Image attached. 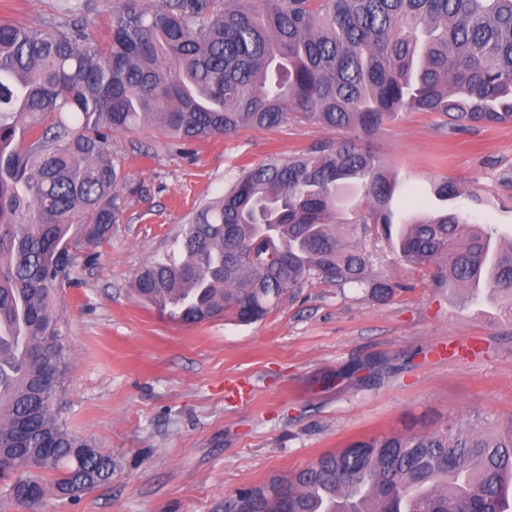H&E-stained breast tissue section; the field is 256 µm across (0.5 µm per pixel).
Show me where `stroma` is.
<instances>
[{
    "label": "stroma",
    "instance_id": "obj_1",
    "mask_svg": "<svg viewBox=\"0 0 512 512\" xmlns=\"http://www.w3.org/2000/svg\"><path fill=\"white\" fill-rule=\"evenodd\" d=\"M63 7L0 0V21L38 26ZM339 137L290 122L182 154L147 126L113 133L135 191L97 259L55 297L71 353L61 415L111 455L112 477L74 499L46 494L42 512H224L238 491L363 438L512 418V324L496 297L435 285L429 269L395 262L380 236L365 248L369 279L396 286L385 300L316 279L255 323L227 313L181 324L136 299L138 271L177 249L183 224L240 167ZM374 145L402 184L396 222L433 213L431 187L448 178L483 197L470 220L512 236V189L501 182L512 122L452 132L407 112Z\"/></svg>",
    "mask_w": 512,
    "mask_h": 512
}]
</instances>
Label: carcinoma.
Segmentation results:
<instances>
[{
  "mask_svg": "<svg viewBox=\"0 0 512 512\" xmlns=\"http://www.w3.org/2000/svg\"><path fill=\"white\" fill-rule=\"evenodd\" d=\"M108 29L100 43L72 19L0 22L1 497L35 512L48 476L60 497L112 476L58 416L71 353L54 297L125 208L114 132L147 124L169 146L290 119L347 133L241 167L179 252L137 273L138 300L174 320L252 323L309 281L363 285L376 233L436 284L507 299L512 321V242L446 208L392 233L399 185L371 145L403 112L453 131L512 121V0H119ZM224 512H512V420L356 441Z\"/></svg>",
  "mask_w": 512,
  "mask_h": 512,
  "instance_id": "carcinoma-1",
  "label": "carcinoma"
}]
</instances>
